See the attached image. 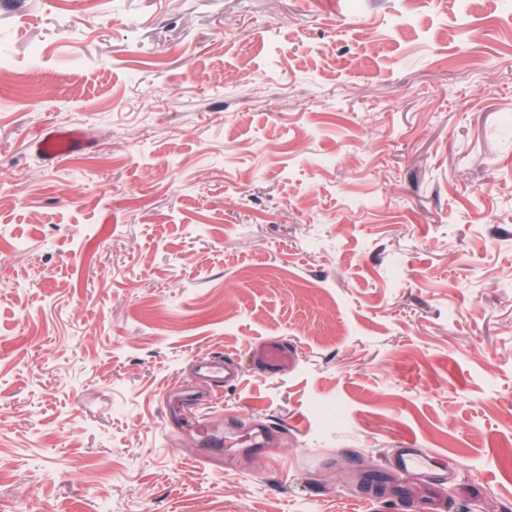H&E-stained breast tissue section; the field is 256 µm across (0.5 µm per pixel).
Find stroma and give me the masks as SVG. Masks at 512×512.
I'll return each instance as SVG.
<instances>
[{"label":"stroma","instance_id":"1","mask_svg":"<svg viewBox=\"0 0 512 512\" xmlns=\"http://www.w3.org/2000/svg\"><path fill=\"white\" fill-rule=\"evenodd\" d=\"M408 444L512 512V0H0V512H395ZM90 140L84 128L45 124L36 133L31 146L48 165H54L61 158L80 153ZM254 362L261 365L269 373H280L288 370L292 355L288 347L278 342L257 344L250 351ZM192 361L199 377L216 389L233 387L239 380L238 368L230 357L215 353L196 354Z\"/></svg>","mask_w":512,"mask_h":512}]
</instances>
